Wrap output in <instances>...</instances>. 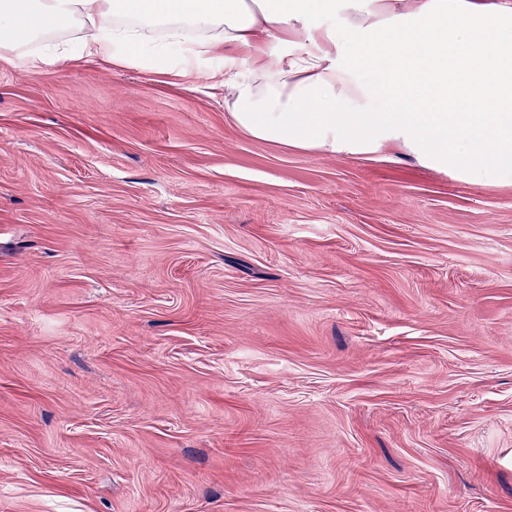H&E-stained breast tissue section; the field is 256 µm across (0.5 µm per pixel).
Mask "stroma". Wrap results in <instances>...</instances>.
<instances>
[{
  "mask_svg": "<svg viewBox=\"0 0 512 512\" xmlns=\"http://www.w3.org/2000/svg\"><path fill=\"white\" fill-rule=\"evenodd\" d=\"M0 512H512V180L0 63Z\"/></svg>",
  "mask_w": 512,
  "mask_h": 512,
  "instance_id": "stroma-1",
  "label": "stroma"
}]
</instances>
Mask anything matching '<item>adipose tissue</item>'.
<instances>
[{
    "label": "adipose tissue",
    "mask_w": 512,
    "mask_h": 512,
    "mask_svg": "<svg viewBox=\"0 0 512 512\" xmlns=\"http://www.w3.org/2000/svg\"><path fill=\"white\" fill-rule=\"evenodd\" d=\"M31 47L42 62L175 77L242 49L224 67V110L252 138L391 146L469 181L512 178L506 0H0V61Z\"/></svg>",
    "instance_id": "ef3b65f1"
}]
</instances>
